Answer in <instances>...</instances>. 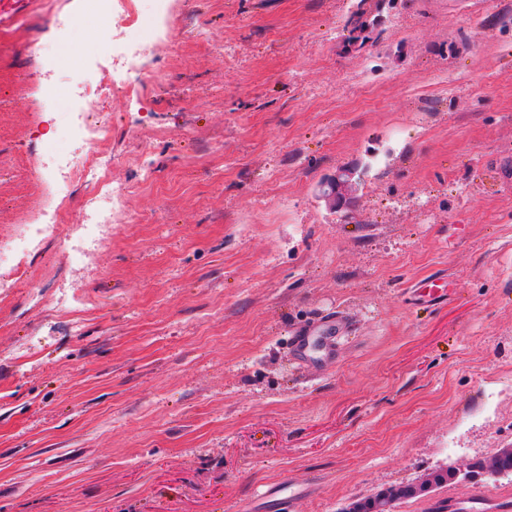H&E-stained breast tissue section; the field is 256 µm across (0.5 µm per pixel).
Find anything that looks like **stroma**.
Instances as JSON below:
<instances>
[{
    "label": "stroma",
    "mask_w": 512,
    "mask_h": 512,
    "mask_svg": "<svg viewBox=\"0 0 512 512\" xmlns=\"http://www.w3.org/2000/svg\"><path fill=\"white\" fill-rule=\"evenodd\" d=\"M54 7L0 55V238L28 277L0 295V512H247L278 484L261 512H340L512 446V0H134L161 16L136 75ZM76 109L124 216L88 258L80 187L42 176L85 152ZM344 166L336 213L316 191ZM467 498L512 475L397 512ZM74 126L78 136L85 144H97L102 146L106 141V127L89 123L84 118L82 112L75 113ZM359 179L351 167H342L336 173L323 180L318 188V197L334 212L348 207V202L356 192ZM54 227V212L39 208L25 224L17 226V237L28 252L36 253L44 240L52 235Z\"/></svg>",
    "instance_id": "35a3bbf8"
}]
</instances>
